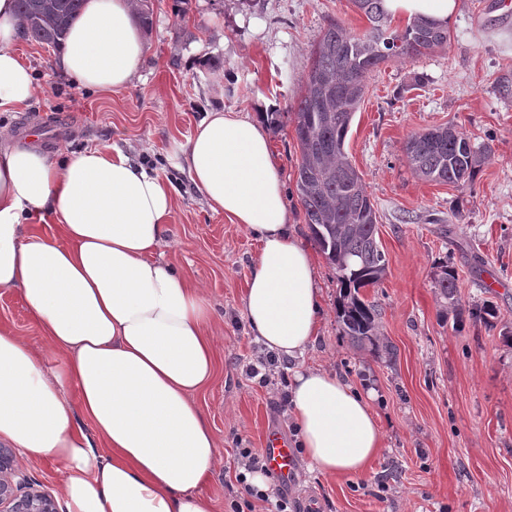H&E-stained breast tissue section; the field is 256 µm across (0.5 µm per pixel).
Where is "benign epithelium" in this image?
Listing matches in <instances>:
<instances>
[{"instance_id": "1", "label": "benign epithelium", "mask_w": 512, "mask_h": 512, "mask_svg": "<svg viewBox=\"0 0 512 512\" xmlns=\"http://www.w3.org/2000/svg\"><path fill=\"white\" fill-rule=\"evenodd\" d=\"M0 512H58L54 496L19 470L14 449L0 445Z\"/></svg>"}]
</instances>
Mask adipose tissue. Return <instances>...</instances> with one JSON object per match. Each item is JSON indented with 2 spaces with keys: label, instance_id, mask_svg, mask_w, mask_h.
<instances>
[{
  "label": "adipose tissue",
  "instance_id": "ef3b65f1",
  "mask_svg": "<svg viewBox=\"0 0 512 512\" xmlns=\"http://www.w3.org/2000/svg\"><path fill=\"white\" fill-rule=\"evenodd\" d=\"M383 5L394 18L445 25L457 0ZM19 35L14 0H0V112L36 92ZM145 53L134 0H87L57 65L113 93L133 82ZM180 167L212 212L260 243L242 298L257 341L303 358L319 332L321 290L261 118L210 112ZM171 213L169 185L119 149L0 147V295L18 292L44 338L38 347L0 325V442L62 464L67 512H211L201 489L218 440L193 399L213 376L211 308L157 256ZM35 219L56 233L25 232ZM290 403L311 472L362 473L383 444L367 397L336 374L297 369Z\"/></svg>",
  "mask_w": 512,
  "mask_h": 512
}]
</instances>
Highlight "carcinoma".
<instances>
[{"mask_svg":"<svg viewBox=\"0 0 512 512\" xmlns=\"http://www.w3.org/2000/svg\"><path fill=\"white\" fill-rule=\"evenodd\" d=\"M85 0H17L23 37L53 47L62 45ZM369 27L357 33L331 20L316 45L306 86L297 102L294 132L300 146L296 191L313 239L336 270L340 285L337 318L353 343L374 353L392 354L378 335V309L360 297L377 286L388 260L376 239L377 214L365 185L345 151V141L364 93L367 75L388 60L413 58L448 42V29L414 19L405 29L391 27L383 0H352ZM401 51L388 53L390 42ZM406 156L413 171L431 182L473 183L478 154L450 126L412 134ZM435 287L455 300L456 278L442 267Z\"/></svg>","mask_w":512,"mask_h":512,"instance_id":"cac0c4a2","label":"carcinoma"}]
</instances>
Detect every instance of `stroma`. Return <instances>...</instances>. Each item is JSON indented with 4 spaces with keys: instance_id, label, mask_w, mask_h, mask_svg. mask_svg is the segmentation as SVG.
I'll return each instance as SVG.
<instances>
[{
    "instance_id": "1",
    "label": "stroma",
    "mask_w": 512,
    "mask_h": 512,
    "mask_svg": "<svg viewBox=\"0 0 512 512\" xmlns=\"http://www.w3.org/2000/svg\"><path fill=\"white\" fill-rule=\"evenodd\" d=\"M488 2L458 0L445 46L371 73L345 141L378 210L388 259L381 284L362 294L376 305L378 333L395 357L345 335L336 272L315 255L322 318L304 363L369 395L383 446L358 475H317L298 459L291 485L269 476L270 499L254 501V512H276L282 491L296 508L313 497L319 512H512V99L497 90L512 76V18L498 17ZM150 7L144 64L118 93L80 86L57 67L55 47L21 41L37 92L25 107L0 112V138L31 139L48 153L116 146L172 184V234L161 252L202 289L212 312L216 374L195 400L222 462L202 492L212 512H232L242 496L240 449L261 453L270 429L298 442L288 413L295 364L270 360L243 315L258 241L208 208L179 167L182 150L209 112L278 113L269 133L294 231L314 246L295 187L293 112L328 21L356 31L368 22L352 0H188L181 9L150 0ZM439 125L454 126L480 151L473 184L425 181L409 167L407 138ZM444 265L457 275L453 305L435 286ZM493 278L508 288H489ZM0 323L43 342L18 293L0 296ZM264 361L265 380L251 373Z\"/></svg>"
}]
</instances>
